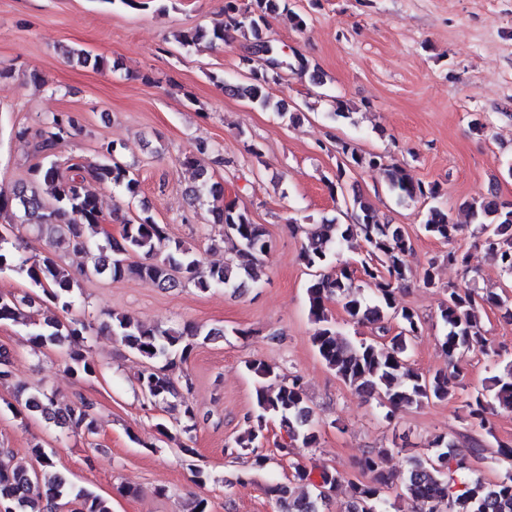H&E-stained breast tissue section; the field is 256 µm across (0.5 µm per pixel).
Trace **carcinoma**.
Instances as JSON below:
<instances>
[{
	"label": "carcinoma",
	"mask_w": 512,
	"mask_h": 512,
	"mask_svg": "<svg viewBox=\"0 0 512 512\" xmlns=\"http://www.w3.org/2000/svg\"><path fill=\"white\" fill-rule=\"evenodd\" d=\"M284 0H224V19L210 29H196L179 36V43L188 45L200 39L228 42L234 34L247 33L252 37L248 54L240 58L241 68L247 71V81L226 84L224 91L248 100L261 110H272L280 116L296 118L288 113V105L274 101L267 87L282 77V72H307L303 61L292 62L283 49L268 39L265 30L269 18L277 14ZM78 115L63 112L52 115L33 143L37 159L30 169V181L17 186L11 195L0 193V216L8 215L22 224L33 226L48 240L64 245L65 254L86 259L72 273L64 254L42 252L27 257L20 252L21 237L15 234L17 225H0V273L14 268L24 270L33 291L22 296L0 293V323L25 320L24 308L52 303L64 312L73 305V290L77 277L109 274L113 280L128 275L147 279L162 289L191 284L204 292L213 286L238 292L260 280L263 260L272 242L261 224L252 222L248 214L234 204H222V189L211 182L206 172L198 173L189 187L191 201L212 198L216 223L224 227L223 238L230 241L234 258L218 268L206 267L193 249L183 241L169 236L167 227L144 210L132 219H121L119 237L105 233L104 224L114 221L105 213L98 193L91 184L110 185L121 189L129 198L138 194L139 181L130 166L116 157V148L101 147L103 161L91 165L79 156L61 162L58 149L79 129ZM336 182L331 189L343 188L344 177L351 169L381 170L387 187L399 201L432 200L425 213L423 230L435 239L450 245L442 261L458 265L464 275L475 279L478 272L469 268L467 255L452 246L462 226L450 221L448 212L435 204L439 191L432 184L413 180L406 169L386 156L363 152L346 141L336 143ZM50 189L42 196L41 186ZM352 210L351 224H319L307 233L300 260L310 271L306 287L308 312L316 325L312 344L326 366L354 390L375 399L386 408L385 418L412 405L444 401L462 391L465 421L472 428L492 434V419L501 410L512 411V367L491 378L482 389H468L465 374L458 367L438 370L432 375L416 372L409 361L413 342L421 335L422 321L413 309L401 305L399 296L411 271L407 256L411 241L400 224L381 220L370 201L355 193L343 199ZM468 217L481 225L482 243L496 260L500 270L512 276V201L500 199L495 192L463 203ZM361 236L366 257L361 272L366 284L372 287L373 298L368 300L353 292L356 270L333 264L339 248L354 236ZM138 257L132 262L130 258ZM448 298L440 308V318L448 332L442 350L448 362L456 360L462 351H489L480 311L487 305L511 309L509 297L497 293H481L469 285L447 288ZM336 298L347 314L357 323L375 326L383 340L352 343L341 336L331 324L327 302ZM101 329L118 337L131 352L146 360L139 374L141 394L150 403L176 400L184 406V417L195 418L189 402L191 382L170 375L185 362L195 340H214L224 336V330L207 331L186 325L180 329L149 327L120 316L96 327L90 321L72 317L67 321L47 320L29 332L28 342L35 348L47 344L66 346V360L74 374L92 375L96 367L85 361L81 346L85 336ZM246 368L260 379L255 389L257 415L247 417V429L237 438V446L248 450L258 442L266 416L280 420L287 429L290 442L281 446L285 452L297 446L314 448L319 441L312 408L307 403L303 383L295 376L277 389L263 384L272 370L261 362L249 361ZM17 405L10 410L17 416L26 412L42 415L57 427L76 434L94 435L98 426L94 404L81 397L61 408L54 394L16 395ZM431 456L412 457L402 478L404 493L415 503V512H512V443L496 442L490 449L485 441L469 436L467 447L460 448L455 435H439L430 442ZM33 454L39 459L40 470L9 468L0 463V512H111L109 502L86 488L74 489L56 472L53 454L37 446ZM389 450L366 454L360 468L370 474L367 482L353 481L336 468H321L319 481L311 478L308 468L292 464V479L268 487L267 494L276 502L279 512H328L329 498L324 490L348 488L345 512H382L385 492L392 488L396 475L386 469ZM493 460L501 469L498 477L487 480L476 474L474 463ZM312 485L318 493L310 495L299 488Z\"/></svg>",
	"instance_id": "obj_1"
}]
</instances>
